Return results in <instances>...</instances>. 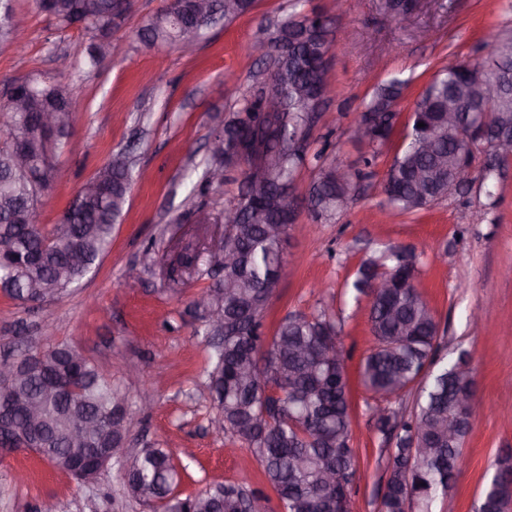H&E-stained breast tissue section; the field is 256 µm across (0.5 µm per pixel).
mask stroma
<instances>
[{
	"label": "stroma",
	"mask_w": 512,
	"mask_h": 512,
	"mask_svg": "<svg viewBox=\"0 0 512 512\" xmlns=\"http://www.w3.org/2000/svg\"><path fill=\"white\" fill-rule=\"evenodd\" d=\"M166 0H132L113 36L124 51L97 68L85 66V32L57 30L33 0H17L26 16L23 53L0 48V101L9 87L39 79L66 89L78 111L57 158L61 170L50 194L52 207L40 222L61 223L81 185L113 153L133 152L136 177L112 242L94 270L60 298L35 307L0 293V355L19 353L27 342H66L111 374L129 405L126 448L169 451L181 474V496L217 484L248 479L266 490L252 452L214 431L219 412L204 371L208 350L191 300L211 286L204 274L164 275L166 258L189 240H210L223 224L187 221L193 207L220 212L236 193L201 187L210 130L258 88L267 51L266 28L289 11V0H257L247 15L207 32L195 52L147 47L138 30ZM304 11H331L337 43L329 68L332 100L311 133L313 147L329 144L337 161L366 168L356 196L333 224L308 212L304 233L289 235L281 279L264 314L273 336L290 313L328 307L341 323L351 399V446L356 480L351 512H381L391 445L376 426L360 382L372 345L367 300H355L351 283L362 261L386 245L408 247L419 259L418 287L433 309L448 360L469 354V370L481 409L461 451L447 498L433 512H474L484 475L497 456L512 454V162L501 165L493 192L480 183L436 202L418 214L386 217L381 187L402 142L413 105L447 62L477 58V41L490 28L512 25L506 0H419L404 23H396L385 0H304ZM76 66L59 72L57 55ZM405 80L392 140L371 167L363 145L352 141L363 103L391 77ZM159 379L149 407L140 404L144 382ZM59 512H150L128 495L119 464L93 485L63 478L46 460L19 452L0 458V512H39L44 500Z\"/></svg>",
	"instance_id": "1"
}]
</instances>
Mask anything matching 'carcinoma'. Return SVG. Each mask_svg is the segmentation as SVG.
Listing matches in <instances>:
<instances>
[{
    "label": "carcinoma",
    "mask_w": 512,
    "mask_h": 512,
    "mask_svg": "<svg viewBox=\"0 0 512 512\" xmlns=\"http://www.w3.org/2000/svg\"><path fill=\"white\" fill-rule=\"evenodd\" d=\"M172 0L151 16L141 28V39L150 47L179 48L185 27L202 34L227 25L251 12L256 0H235L233 13L224 10V0ZM115 0H34L36 9L49 17L56 29L67 30L73 21L85 20L90 36L87 61L96 66L103 50L112 46V29L121 12ZM19 14L13 0H0V46L17 40ZM336 41L333 20L324 14L310 19L294 10L276 22L264 38L271 76L282 96L280 108L266 109V99L257 92L243 98L224 123L211 129L209 137L221 140L222 148L209 154L203 173L204 188L219 187L208 172L239 171L238 193L224 205V212L237 220L225 225L226 239L236 260L209 255L206 269L214 284L202 291L206 302H191L201 321L203 335L214 336L208 307L224 313V343L211 344L213 368L208 389L222 414L218 429L249 448L262 467L269 487L283 512H350L354 484L355 450L350 446L351 404L345 353L339 343L340 326L327 309L310 315H287L272 337L264 336L263 318L277 287L286 239L272 236L269 224L281 206V184L302 167L316 178L310 187L308 211L321 224H333L347 206L340 204L342 187L336 174L343 169L329 158L327 147L311 149L310 99L321 89H331L326 69L320 65L324 52ZM486 52L481 62L496 59L505 66L497 75L506 89L492 103L462 96L468 79L462 64L444 68L420 94L412 109L407 132L383 185L386 205L398 214H413L448 193L452 161L466 157L475 161L483 141L472 137L462 142L448 134V112H472L473 122L499 124L512 131V29L491 31L478 43ZM403 82L391 79L380 84L365 104L360 118L373 125L361 140L367 146L363 157L369 167L386 148L394 130ZM59 104L67 114L54 140L39 127L40 114ZM0 290L9 298L24 301L22 285L34 281L52 297L67 290L72 281L60 270L72 264L75 272L88 273L112 239L133 180L134 166L128 154L118 151L121 161H109L94 176L96 190L76 195L65 209L62 223L48 230L39 222L45 206L32 183L37 176L47 186L59 177L55 152L64 144L75 110L67 92L46 83L17 86L0 102ZM424 126H418V123ZM268 170L262 194L246 189L252 169ZM202 254L188 243L174 262L183 269L199 267ZM420 270L415 255L391 246L363 260L352 288L369 300L373 344L360 372L361 383L371 394L377 428L395 443L389 460V477L381 512H432L433 502L448 495L451 477L458 470L461 448L469 434L474 413L469 400L477 396L469 376L457 373V362L441 356L440 325L417 285ZM386 287L376 288L377 283ZM233 285L230 290L224 289ZM40 367L21 371L11 388L22 401L13 418L16 432L28 429L24 404L41 409L43 450L39 456L60 472L87 450L118 446L123 435L112 433V406L125 402L99 366L76 353L67 343L47 347L29 346ZM51 376L72 381L74 393L48 395L44 380ZM412 397V407L403 406ZM90 427L89 443L70 444L68 435L75 418ZM456 426L448 440V425ZM505 460L486 477L478 512H508L512 505V480L503 472ZM181 475L161 448H149L126 461L124 483L132 497L160 504L162 512H241L249 502L268 497L250 488L247 480L211 486L185 498L176 494Z\"/></svg>",
    "instance_id": "carcinoma-1"
}]
</instances>
